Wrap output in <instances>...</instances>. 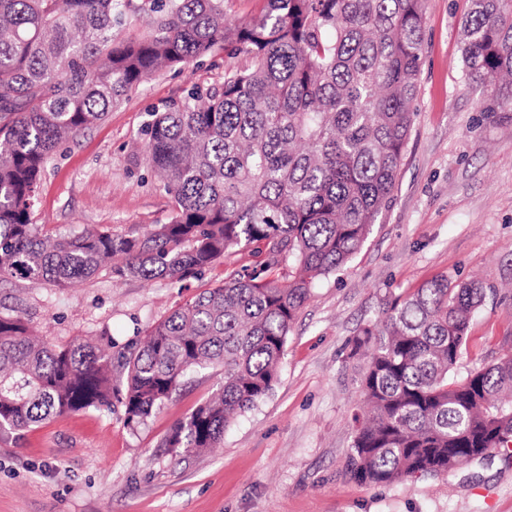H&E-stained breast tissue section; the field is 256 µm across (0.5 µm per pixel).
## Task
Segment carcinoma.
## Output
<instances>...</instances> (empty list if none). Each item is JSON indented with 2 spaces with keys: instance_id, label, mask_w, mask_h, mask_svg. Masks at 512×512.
<instances>
[{
  "instance_id": "1",
  "label": "carcinoma",
  "mask_w": 512,
  "mask_h": 512,
  "mask_svg": "<svg viewBox=\"0 0 512 512\" xmlns=\"http://www.w3.org/2000/svg\"><path fill=\"white\" fill-rule=\"evenodd\" d=\"M247 23L224 0H0V277L70 287L182 283L228 254L264 256L112 356L82 336L53 343L0 315V429L112 410L147 422L191 371L220 372L211 398L161 447H217L273 390L315 280L343 268L388 206L413 124L425 0H264ZM460 31L468 84L486 112H512V0H470ZM224 52V82L194 86L142 128L170 221L141 236L46 238L32 209L46 160L156 73ZM288 276H271L283 261ZM481 279L436 277L388 302L350 341L367 404L351 478L393 484L445 474L491 452L512 458V356L449 379L467 345Z\"/></svg>"
}]
</instances>
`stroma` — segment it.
<instances>
[{"mask_svg": "<svg viewBox=\"0 0 512 512\" xmlns=\"http://www.w3.org/2000/svg\"><path fill=\"white\" fill-rule=\"evenodd\" d=\"M469 8V0H426L415 117L390 202L361 251L315 282L273 391L237 418L223 446L186 455L160 445L215 391L214 371L188 376L135 429L116 394L108 413L87 409L23 432L0 430V512H512V460L498 455L390 485L347 472L354 418L364 412L349 341L386 302L440 275L483 279L490 289L454 377L512 355V112L484 111L464 80L459 30ZM223 77L220 54L161 71L70 140L41 177L33 221L42 234L137 236L167 223L173 200L151 172L141 130L153 107ZM253 263L244 252L177 285L116 281L106 271L68 288L5 278L0 315L21 316L54 342L84 336L118 351Z\"/></svg>", "mask_w": 512, "mask_h": 512, "instance_id": "stroma-1", "label": "stroma"}]
</instances>
